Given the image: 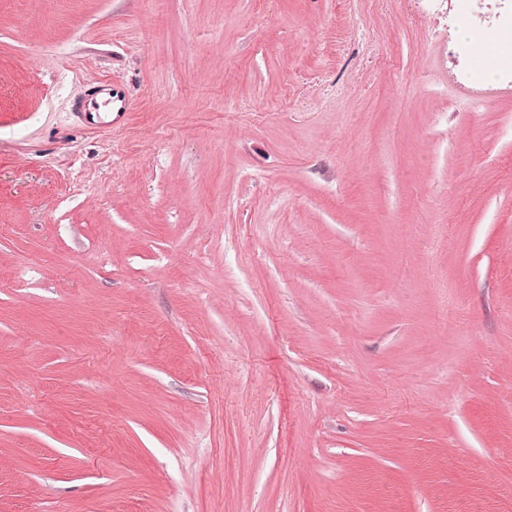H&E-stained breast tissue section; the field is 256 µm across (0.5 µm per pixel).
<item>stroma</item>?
Listing matches in <instances>:
<instances>
[{"label": "stroma", "mask_w": 512, "mask_h": 512, "mask_svg": "<svg viewBox=\"0 0 512 512\" xmlns=\"http://www.w3.org/2000/svg\"><path fill=\"white\" fill-rule=\"evenodd\" d=\"M423 8L0 0V512H512V85ZM104 87L106 89L103 88L101 91L106 90L109 97L103 101V105L108 112H112V117L115 114L112 118V122H114L130 111V97L125 84L121 81H112Z\"/></svg>", "instance_id": "1"}]
</instances>
